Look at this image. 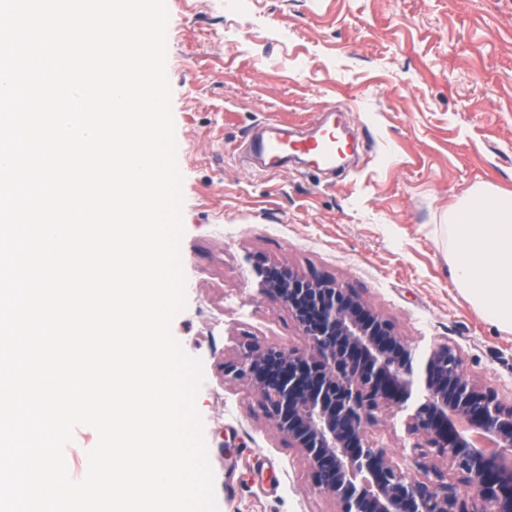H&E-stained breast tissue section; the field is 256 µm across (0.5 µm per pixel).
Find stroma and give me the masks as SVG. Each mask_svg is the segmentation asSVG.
I'll use <instances>...</instances> for the list:
<instances>
[{"label": "stroma", "instance_id": "obj_1", "mask_svg": "<svg viewBox=\"0 0 512 512\" xmlns=\"http://www.w3.org/2000/svg\"><path fill=\"white\" fill-rule=\"evenodd\" d=\"M182 176L187 305L172 334L200 358L196 398L220 512H337L258 396L226 375L247 345L304 350L256 264L357 291L413 349L458 348L466 375L512 403V332L463 295L448 213L476 185L512 192V0H166ZM336 108L360 147L345 170L247 157L262 124L306 130ZM406 414L371 436L415 480Z\"/></svg>", "mask_w": 512, "mask_h": 512}]
</instances>
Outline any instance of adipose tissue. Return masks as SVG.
I'll list each match as a JSON object with an SVG mask.
<instances>
[{"label": "adipose tissue", "instance_id": "ef3b65f1", "mask_svg": "<svg viewBox=\"0 0 512 512\" xmlns=\"http://www.w3.org/2000/svg\"><path fill=\"white\" fill-rule=\"evenodd\" d=\"M456 284L487 318L512 331V194L471 188L448 220Z\"/></svg>", "mask_w": 512, "mask_h": 512}]
</instances>
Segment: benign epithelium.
I'll return each mask as SVG.
<instances>
[{
  "label": "benign epithelium",
  "mask_w": 512,
  "mask_h": 512,
  "mask_svg": "<svg viewBox=\"0 0 512 512\" xmlns=\"http://www.w3.org/2000/svg\"><path fill=\"white\" fill-rule=\"evenodd\" d=\"M256 274L308 347L250 345L225 372L259 396L338 512H512V404L467 378L454 346L430 351L407 427L418 439L413 449L448 456L474 490L467 499L436 470L433 481L408 479L369 437L375 412L403 406L415 389L412 351L393 324L329 276L304 277L286 264Z\"/></svg>",
  "instance_id": "benign-epithelium-1"
}]
</instances>
